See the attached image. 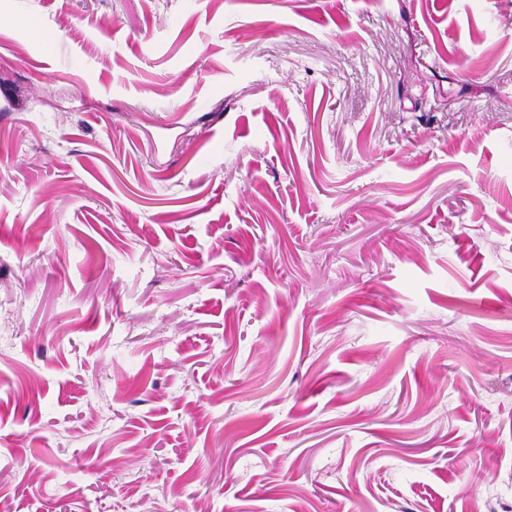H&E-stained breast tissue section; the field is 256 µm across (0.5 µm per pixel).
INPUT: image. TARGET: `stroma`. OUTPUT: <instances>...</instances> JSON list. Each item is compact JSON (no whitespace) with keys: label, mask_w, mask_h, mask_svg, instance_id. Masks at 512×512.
Masks as SVG:
<instances>
[{"label":"stroma","mask_w":512,"mask_h":512,"mask_svg":"<svg viewBox=\"0 0 512 512\" xmlns=\"http://www.w3.org/2000/svg\"><path fill=\"white\" fill-rule=\"evenodd\" d=\"M11 512H512V0H0Z\"/></svg>","instance_id":"obj_1"}]
</instances>
